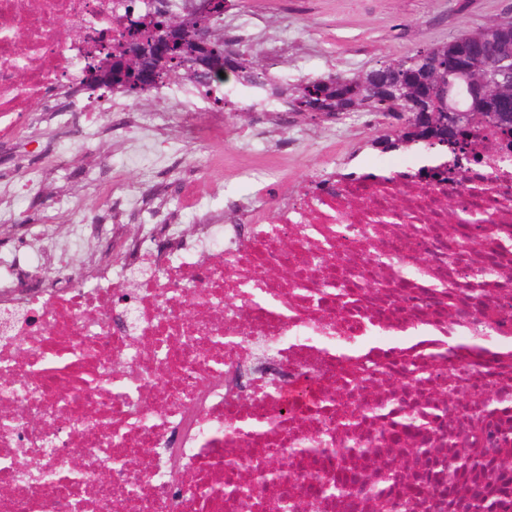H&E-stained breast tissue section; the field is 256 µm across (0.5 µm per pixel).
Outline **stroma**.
<instances>
[{
  "label": "stroma",
  "mask_w": 512,
  "mask_h": 512,
  "mask_svg": "<svg viewBox=\"0 0 512 512\" xmlns=\"http://www.w3.org/2000/svg\"><path fill=\"white\" fill-rule=\"evenodd\" d=\"M298 4L290 15L272 8L263 15L266 31L280 36L283 47L273 56L258 52L257 58L267 76L282 84H294L311 75L339 72L350 77L366 72L460 34L478 32L512 10V0H298ZM246 102V96H232L223 109L227 127L258 123L275 141L284 137V121L289 118L306 136L297 154L271 158L278 166L282 193L303 189L313 169L331 155L340 163L354 159L369 167L385 162L384 151L372 145L385 129L364 118L296 112L287 118L273 108L263 113L244 111ZM42 137L50 149L71 161L67 182L46 183L47 199H68L87 222L100 218L98 175L118 170L128 181L136 182L146 174L145 168L128 163V143L134 132L100 134L88 152L49 123L43 124ZM223 150V168L206 169L205 175L206 185L214 191L212 203L218 208L223 207L225 195L251 199L258 193L257 184L241 174L242 169L257 164V156L237 153L230 140L225 141Z\"/></svg>",
  "instance_id": "1"
}]
</instances>
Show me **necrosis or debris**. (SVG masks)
Segmentation results:
<instances>
[{"label":"necrosis or debris","mask_w":512,"mask_h":512,"mask_svg":"<svg viewBox=\"0 0 512 512\" xmlns=\"http://www.w3.org/2000/svg\"><path fill=\"white\" fill-rule=\"evenodd\" d=\"M184 0H0V144L26 148L46 118L69 128L125 113L136 154L152 151L163 113L140 120L118 95L90 89L86 64L122 24ZM73 36L59 39L60 26ZM181 106L179 135L224 140V114L162 85ZM505 138L476 132L472 162L428 172L403 160L387 172L329 165L282 195L273 166L245 203L214 208L193 179L185 232L160 193L101 183L107 224L72 221L36 234L0 193V512H375L366 484L376 459L356 448H435L409 456L393 499L449 512L438 459L449 373L494 393L512 388V160ZM15 182L36 205L67 157L43 152ZM157 224L127 231L144 210ZM495 339L467 346L478 325ZM418 342L407 345L408 337ZM286 460L302 481L283 479Z\"/></svg>","instance_id":"1"}]
</instances>
